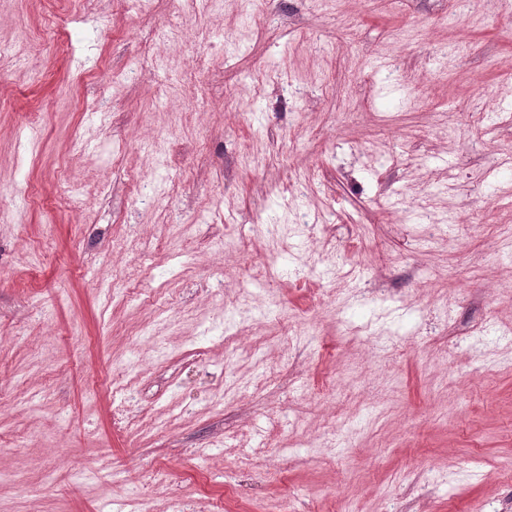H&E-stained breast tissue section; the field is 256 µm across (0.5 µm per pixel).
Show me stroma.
<instances>
[{
	"label": "stroma",
	"mask_w": 512,
	"mask_h": 512,
	"mask_svg": "<svg viewBox=\"0 0 512 512\" xmlns=\"http://www.w3.org/2000/svg\"><path fill=\"white\" fill-rule=\"evenodd\" d=\"M170 9L0 0V512H512V0Z\"/></svg>",
	"instance_id": "35a3bbf8"
}]
</instances>
